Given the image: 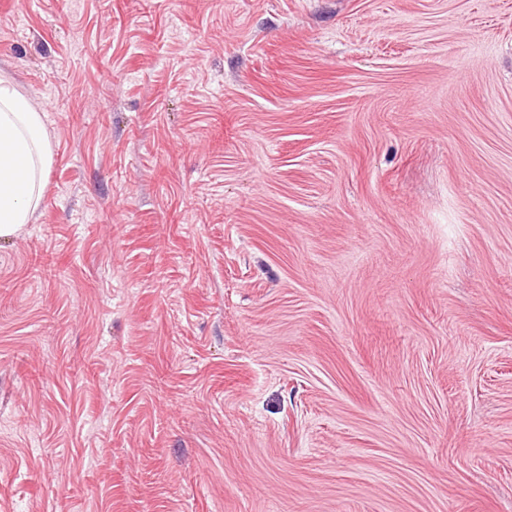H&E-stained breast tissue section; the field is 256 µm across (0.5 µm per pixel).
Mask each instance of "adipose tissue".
<instances>
[{"instance_id": "1", "label": "adipose tissue", "mask_w": 512, "mask_h": 512, "mask_svg": "<svg viewBox=\"0 0 512 512\" xmlns=\"http://www.w3.org/2000/svg\"><path fill=\"white\" fill-rule=\"evenodd\" d=\"M50 161L42 112L0 79V239L35 220Z\"/></svg>"}]
</instances>
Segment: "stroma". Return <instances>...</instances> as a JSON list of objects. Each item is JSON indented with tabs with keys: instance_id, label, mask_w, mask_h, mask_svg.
Wrapping results in <instances>:
<instances>
[{
	"instance_id": "obj_1",
	"label": "stroma",
	"mask_w": 512,
	"mask_h": 512,
	"mask_svg": "<svg viewBox=\"0 0 512 512\" xmlns=\"http://www.w3.org/2000/svg\"><path fill=\"white\" fill-rule=\"evenodd\" d=\"M0 77V512H512V0H0ZM50 161L42 112L0 78V239L35 220Z\"/></svg>"
}]
</instances>
